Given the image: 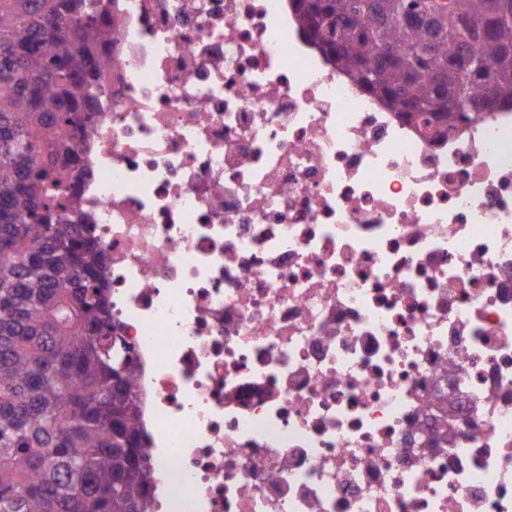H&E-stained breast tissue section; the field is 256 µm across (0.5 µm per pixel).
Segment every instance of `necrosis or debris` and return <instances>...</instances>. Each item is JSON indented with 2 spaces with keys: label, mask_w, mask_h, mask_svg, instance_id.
<instances>
[{
  "label": "necrosis or debris",
  "mask_w": 512,
  "mask_h": 512,
  "mask_svg": "<svg viewBox=\"0 0 512 512\" xmlns=\"http://www.w3.org/2000/svg\"><path fill=\"white\" fill-rule=\"evenodd\" d=\"M68 201L154 512H512V111L407 121L291 0H100Z\"/></svg>",
  "instance_id": "4bbe7bcc"
}]
</instances>
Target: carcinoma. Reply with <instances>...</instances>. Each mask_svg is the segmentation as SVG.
Returning a JSON list of instances; mask_svg holds the SVG:
<instances>
[{"label":"carcinoma","mask_w":512,"mask_h":512,"mask_svg":"<svg viewBox=\"0 0 512 512\" xmlns=\"http://www.w3.org/2000/svg\"><path fill=\"white\" fill-rule=\"evenodd\" d=\"M319 49L390 111L448 121L512 109V9L404 24L418 0H292ZM96 0H0V512H151L130 351L112 335L103 258L59 195L81 163Z\"/></svg>","instance_id":"1"}]
</instances>
